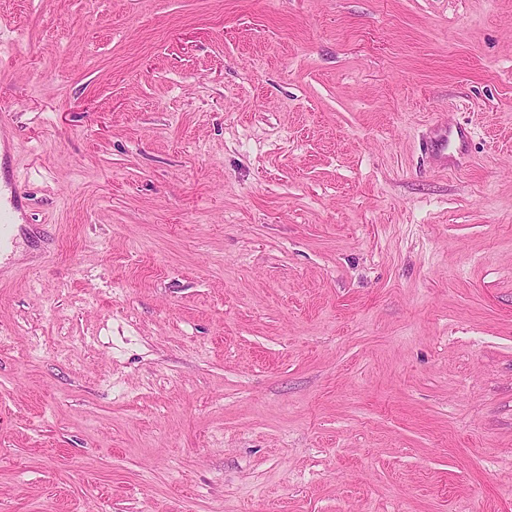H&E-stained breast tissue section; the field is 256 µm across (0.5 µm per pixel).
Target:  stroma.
I'll use <instances>...</instances> for the list:
<instances>
[{"instance_id": "35a3bbf8", "label": "stroma", "mask_w": 512, "mask_h": 512, "mask_svg": "<svg viewBox=\"0 0 512 512\" xmlns=\"http://www.w3.org/2000/svg\"><path fill=\"white\" fill-rule=\"evenodd\" d=\"M2 112L0 512H512V0H0ZM426 142V149L439 167L448 166V146L452 141L463 142L466 132L462 129H452L448 125H437Z\"/></svg>"}]
</instances>
